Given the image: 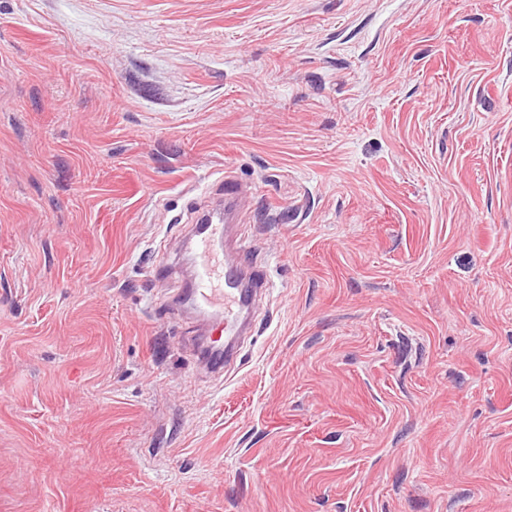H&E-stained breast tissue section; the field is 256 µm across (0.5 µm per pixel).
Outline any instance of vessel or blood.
Listing matches in <instances>:
<instances>
[{"label":"vessel or blood","mask_w":512,"mask_h":512,"mask_svg":"<svg viewBox=\"0 0 512 512\" xmlns=\"http://www.w3.org/2000/svg\"><path fill=\"white\" fill-rule=\"evenodd\" d=\"M237 181H224V210L200 218L191 237L194 270L188 293L193 311L201 317H216L224 332L220 344L205 346L203 362L214 372H223L237 358L239 342L250 327V312L258 296L269 288L262 269L245 265L231 256L230 222L241 197Z\"/></svg>","instance_id":"1"}]
</instances>
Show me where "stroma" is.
Here are the masks:
<instances>
[{"label":"stroma","instance_id":"1","mask_svg":"<svg viewBox=\"0 0 512 512\" xmlns=\"http://www.w3.org/2000/svg\"><path fill=\"white\" fill-rule=\"evenodd\" d=\"M0 512H512V0H0ZM241 194L238 182L225 176V224L222 212L204 214L194 224L190 241L194 251V270L187 290L191 309L203 319L219 316L215 328L224 331V345L213 342L202 352L203 362L217 373L236 360L239 342L250 327L252 306L269 290L262 269L247 266L230 255L232 225L226 223L232 221Z\"/></svg>","mask_w":512,"mask_h":512}]
</instances>
